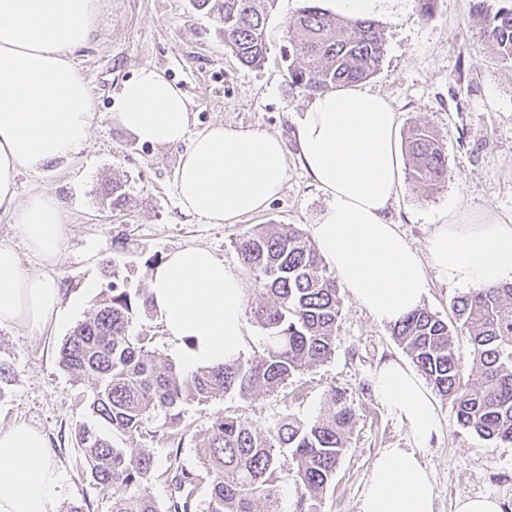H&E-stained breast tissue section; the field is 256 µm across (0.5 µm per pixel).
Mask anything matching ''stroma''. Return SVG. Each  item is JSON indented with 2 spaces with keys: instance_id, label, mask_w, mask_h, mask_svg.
Masks as SVG:
<instances>
[{
  "instance_id": "1",
  "label": "stroma",
  "mask_w": 512,
  "mask_h": 512,
  "mask_svg": "<svg viewBox=\"0 0 512 512\" xmlns=\"http://www.w3.org/2000/svg\"><path fill=\"white\" fill-rule=\"evenodd\" d=\"M304 6L305 0H278L270 50L258 68L242 65L225 48L213 19L192 0H98L94 33L69 55L93 99L89 139L70 158L37 172L21 170L16 180L19 201L41 193L62 203L64 242L57 261L47 264L30 251L20 225L0 211V245L19 254L22 272L48 274L62 291L59 314L44 327H0V362L11 368L9 382L0 385V428L24 424L47 435L61 473L54 512L74 505L83 512H113L111 497L94 484L74 441L76 423L87 418L79 400L92 397L94 382L71 375L58 358L64 339L99 300L103 262L118 258L128 288L135 290L171 252L204 247L223 259L254 304L256 284L235 249L236 240L271 224L309 229L329 208L297 155V121L313 96L291 84L281 52L282 27ZM471 6L472 0H436L427 17L418 0H410L398 20H382L384 62L363 83L390 101L398 139L424 123L447 147V180L430 188L402 182L388 212L421 252L448 208L512 220V63L478 40ZM145 67L186 92L191 133L221 122L282 138L288 171L280 197L233 224H208L184 214L174 173L185 145L138 143L110 109L122 84ZM115 182L126 194L121 210L112 209L105 197ZM341 298L339 340L330 359L249 401L230 392L204 406H185L180 446L161 440L152 448L157 471L168 467L174 452L185 467L200 469L199 444L215 417L244 415L259 432L286 413L308 422L329 412L336 390L354 407L356 422L320 512H359L374 459L384 449L414 445L407 424L376 396L374 373L384 362L407 366L411 360L390 326L376 323L349 292ZM434 402L440 430L421 449L420 460L433 487L435 512H454L464 494L495 497L505 512H512V444L483 440L457 423L448 400L438 396Z\"/></svg>"
}]
</instances>
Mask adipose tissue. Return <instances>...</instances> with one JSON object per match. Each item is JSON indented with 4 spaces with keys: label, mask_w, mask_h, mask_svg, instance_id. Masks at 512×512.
<instances>
[{
    "label": "adipose tissue",
    "mask_w": 512,
    "mask_h": 512,
    "mask_svg": "<svg viewBox=\"0 0 512 512\" xmlns=\"http://www.w3.org/2000/svg\"><path fill=\"white\" fill-rule=\"evenodd\" d=\"M409 0H323L344 18L398 19ZM97 0H0V211L20 224L28 247L46 261L61 250L65 213L52 196L16 202L20 170L65 159L88 139L93 100L69 52L93 31ZM119 123L138 142H188L175 172L182 209L208 224H231L263 211L287 175L281 138L216 123L188 137L184 91L152 68L125 82ZM397 115L383 96L356 87L317 94L296 129L298 157L330 207L310 233L343 288L379 324L419 308L427 268L464 288L512 282V224L491 213L453 214L419 254L388 217L400 186ZM154 312L179 344L186 371L214 366L247 349L246 296L238 277L206 248L170 253L148 284ZM61 292L44 274L25 275L0 245V326L38 329L58 314ZM374 388L404 421L413 448L375 459L360 512H434L431 481L418 451L440 426L439 412L414 373L391 361ZM60 472L46 435L25 425L0 429V512H52Z\"/></svg>",
    "instance_id": "obj_1"
}]
</instances>
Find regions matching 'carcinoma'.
<instances>
[{
  "instance_id": "obj_1",
  "label": "carcinoma",
  "mask_w": 512,
  "mask_h": 512,
  "mask_svg": "<svg viewBox=\"0 0 512 512\" xmlns=\"http://www.w3.org/2000/svg\"><path fill=\"white\" fill-rule=\"evenodd\" d=\"M309 0L285 23L283 52L288 77L312 94L363 82L380 70L384 29L369 19H346ZM219 24L224 46L244 65L259 67L268 51L267 29L277 0H194ZM481 41L512 63V0H477ZM408 178L439 185L448 177L443 139L425 124L413 125L405 140ZM247 270L269 297L250 308L267 336L262 352L190 374L153 347L148 331L131 336L133 323L152 312L148 288L132 293L117 263L90 317L59 348L60 366L91 378L90 420L76 426L75 444L101 492L116 512H158L148 492L158 437L145 427L163 420L166 438L182 434L183 407L208 404L224 393L249 400L274 392L295 373L321 363L336 351L341 317L340 285L307 233L293 224L255 230L236 241ZM448 323L426 309L406 314L391 327L412 363L442 397L451 401L457 422L485 440L512 443V284L475 288L452 304ZM468 336L471 369L465 370L453 340ZM333 409L309 423L281 417L261 433L242 415L218 416L200 444L203 470L173 458L170 482L187 487L206 483V512H279L277 472L288 452V475L302 490L300 509L318 512L355 424V412L341 393Z\"/></svg>"
}]
</instances>
